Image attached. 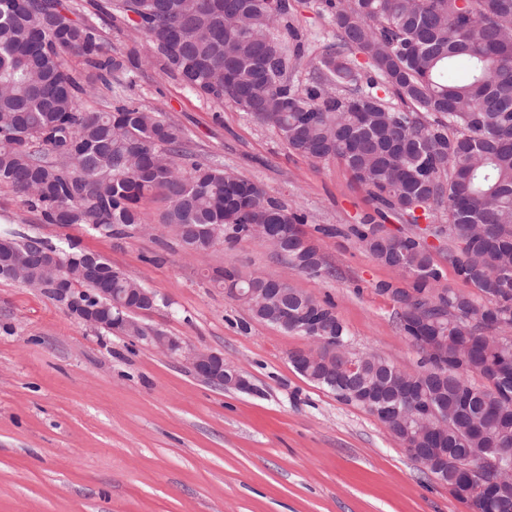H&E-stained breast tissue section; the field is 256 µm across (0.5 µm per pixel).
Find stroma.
Instances as JSON below:
<instances>
[{
    "label": "stroma",
    "mask_w": 512,
    "mask_h": 512,
    "mask_svg": "<svg viewBox=\"0 0 512 512\" xmlns=\"http://www.w3.org/2000/svg\"><path fill=\"white\" fill-rule=\"evenodd\" d=\"M291 2L306 56L320 54L327 20L315 0ZM124 96L184 128L189 161L219 159L303 213L331 271L301 272L251 238L186 252L159 230L160 189L141 203L149 231L105 237L43 223L0 185V228L79 240L163 297L140 323L223 355L253 386L215 387L149 339L92 328L51 294L0 279V512H466L375 415L295 370L290 356L311 348L307 337L257 321L225 290L227 270L282 279L332 304L351 353L416 370L400 307L378 289L408 278L343 234L374 211L345 167L289 152L273 129L197 96L157 58ZM329 225L339 235L318 234Z\"/></svg>",
    "instance_id": "stroma-1"
}]
</instances>
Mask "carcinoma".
I'll use <instances>...</instances> for the list:
<instances>
[{
  "instance_id": "carcinoma-1",
  "label": "carcinoma",
  "mask_w": 512,
  "mask_h": 512,
  "mask_svg": "<svg viewBox=\"0 0 512 512\" xmlns=\"http://www.w3.org/2000/svg\"><path fill=\"white\" fill-rule=\"evenodd\" d=\"M131 22L164 72L220 106L228 103L272 127L288 149L317 162L334 159L375 205L417 224L440 212L451 224L448 261L475 292L455 293L426 248L403 234L377 241L380 225L368 215L347 231L379 263L410 278L421 314L403 308L399 328L418 349L419 376L400 399L412 416L436 411L445 428L431 444L448 452L442 482L475 512H512V487L499 475H476V496L451 460L472 464L494 448L512 445V0H317L332 26L323 52L304 59L293 6L280 0H111ZM74 0H0V183L28 197L43 223L80 224L127 235L142 224L139 205L163 189V223L188 247L247 238L249 224H274L285 259L302 272L326 263L303 230L305 217L260 184L216 162L179 173L184 129L159 108L125 102V89L143 70L136 50L112 56L106 32ZM359 55L362 61L351 58ZM80 59L106 93L97 107L79 104ZM306 63L303 90L289 73ZM422 209V215L416 210ZM0 246L40 277L30 261L51 253L63 264L85 254L68 238L53 245L16 231H0ZM114 296L139 288L107 259ZM228 287L278 288L277 278L247 281L229 271ZM458 312L448 319L447 309ZM252 317L286 332L328 339L336 365L294 364L299 374L348 403L374 407L376 416L408 448H421L382 409L389 404L390 362L343 351L346 330L333 308L288 289V313L256 306ZM444 342L443 360L426 354L429 337ZM485 386L469 390V377Z\"/></svg>"
}]
</instances>
